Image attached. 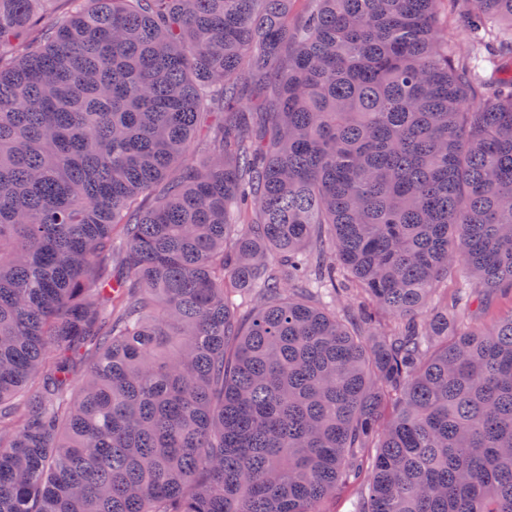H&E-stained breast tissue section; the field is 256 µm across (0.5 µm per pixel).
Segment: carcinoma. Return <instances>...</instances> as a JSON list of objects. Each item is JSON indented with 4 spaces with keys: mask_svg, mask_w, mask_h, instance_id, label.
<instances>
[{
    "mask_svg": "<svg viewBox=\"0 0 512 512\" xmlns=\"http://www.w3.org/2000/svg\"><path fill=\"white\" fill-rule=\"evenodd\" d=\"M47 2L0 0V512H326L366 459L353 512H512V316L464 321L512 0Z\"/></svg>",
    "mask_w": 512,
    "mask_h": 512,
    "instance_id": "carcinoma-1",
    "label": "carcinoma"
}]
</instances>
